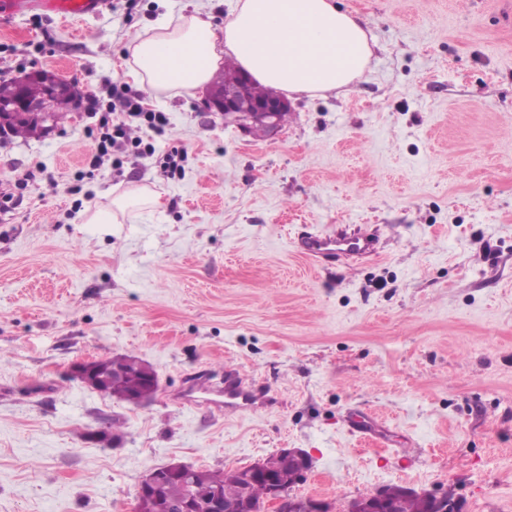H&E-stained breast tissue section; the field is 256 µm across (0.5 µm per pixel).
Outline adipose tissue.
Masks as SVG:
<instances>
[{"label": "adipose tissue", "instance_id": "1", "mask_svg": "<svg viewBox=\"0 0 512 512\" xmlns=\"http://www.w3.org/2000/svg\"><path fill=\"white\" fill-rule=\"evenodd\" d=\"M127 74L141 89L203 88L224 54L257 82L286 93L348 86L371 55L365 29L334 0H236L222 31L198 15L180 16L126 45Z\"/></svg>", "mask_w": 512, "mask_h": 512}]
</instances>
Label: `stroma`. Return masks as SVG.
<instances>
[{
	"label": "stroma",
	"instance_id": "35a3bbf8",
	"mask_svg": "<svg viewBox=\"0 0 512 512\" xmlns=\"http://www.w3.org/2000/svg\"><path fill=\"white\" fill-rule=\"evenodd\" d=\"M368 33L345 89L290 95L275 137L204 112L203 92L144 98L153 153L92 168L125 46L235 0H112L62 22L0 23V78L32 67L86 104L47 137L0 141V512H131L155 468L312 459L295 495L330 512L388 484L512 512V0H336ZM183 149L181 172L158 157ZM135 188L161 206L89 216ZM376 224L378 255L314 267L303 231ZM131 354L160 378L133 405L71 378ZM268 397L224 412L196 391L225 366ZM372 419L361 437L354 421Z\"/></svg>",
	"mask_w": 512,
	"mask_h": 512
}]
</instances>
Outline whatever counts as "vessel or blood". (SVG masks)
Instances as JSON below:
<instances>
[{
	"label": "vessel or blood",
	"instance_id": "vessel-or-blood-1",
	"mask_svg": "<svg viewBox=\"0 0 512 512\" xmlns=\"http://www.w3.org/2000/svg\"><path fill=\"white\" fill-rule=\"evenodd\" d=\"M109 3L110 0H0V18L10 19L36 9L44 15L70 21L101 13ZM293 247L321 267L345 265L379 253L380 228L375 224H340L329 232L305 233L294 241ZM224 377L225 412H237L241 402L254 400V393L237 369H226Z\"/></svg>",
	"mask_w": 512,
	"mask_h": 512
}]
</instances>
